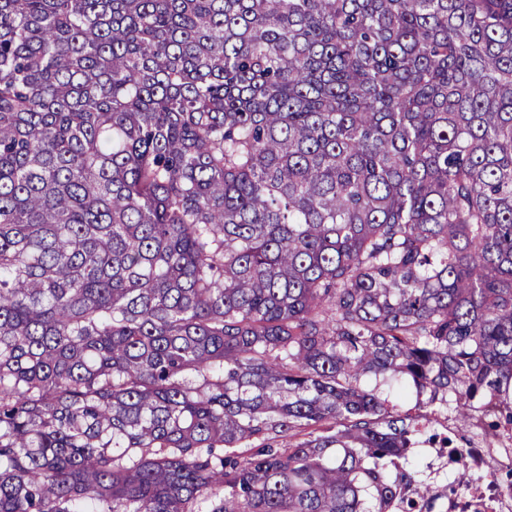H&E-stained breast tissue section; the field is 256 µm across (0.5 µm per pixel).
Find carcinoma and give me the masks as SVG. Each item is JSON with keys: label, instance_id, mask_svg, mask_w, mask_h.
<instances>
[{"label": "carcinoma", "instance_id": "carcinoma-1", "mask_svg": "<svg viewBox=\"0 0 512 512\" xmlns=\"http://www.w3.org/2000/svg\"><path fill=\"white\" fill-rule=\"evenodd\" d=\"M485 400L512 0H0V512H434ZM421 411L423 414L427 415L426 417L430 419L432 423L422 420V424L425 425L420 428L421 431L418 436L420 441H424L428 437L430 430H435L442 435H448V427H453L456 430L458 429L452 415L449 413L447 414V411L445 412L444 408L439 407L438 404L422 408ZM448 436L451 437L450 435ZM426 448H429L427 444H421L418 448H414L405 467L415 474L418 481L431 484L436 491L444 490L448 485V472H442L433 478L428 476L422 461V453Z\"/></svg>", "mask_w": 512, "mask_h": 512}]
</instances>
